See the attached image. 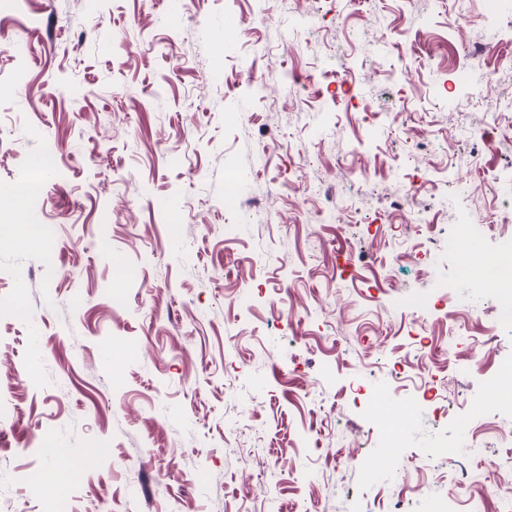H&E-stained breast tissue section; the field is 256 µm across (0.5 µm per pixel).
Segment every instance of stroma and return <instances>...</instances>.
<instances>
[{
	"mask_svg": "<svg viewBox=\"0 0 512 512\" xmlns=\"http://www.w3.org/2000/svg\"><path fill=\"white\" fill-rule=\"evenodd\" d=\"M511 11L0 0V190L41 189L0 210V308L26 312L0 316V512H498L512 420L468 411L512 373V335L495 291L454 285L496 242H447L473 218L512 234L491 182L512 179V30L465 60ZM412 185L426 255L393 240ZM360 386L423 397L394 418L397 464Z\"/></svg>",
	"mask_w": 512,
	"mask_h": 512,
	"instance_id": "35a3bbf8",
	"label": "stroma"
}]
</instances>
